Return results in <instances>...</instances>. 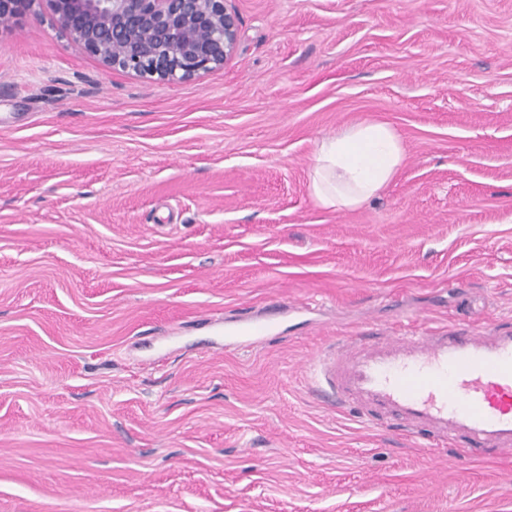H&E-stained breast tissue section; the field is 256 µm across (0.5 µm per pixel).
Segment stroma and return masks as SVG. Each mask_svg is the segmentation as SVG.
<instances>
[{"label": "stroma", "mask_w": 512, "mask_h": 512, "mask_svg": "<svg viewBox=\"0 0 512 512\" xmlns=\"http://www.w3.org/2000/svg\"><path fill=\"white\" fill-rule=\"evenodd\" d=\"M227 6L233 54L182 83L0 27V512H512V453L363 423L305 373L512 323V0ZM364 119L404 164L321 207L315 143ZM272 330V324L267 320L246 318L241 324L227 331L226 336H224V345L234 349L247 348L250 346L252 338L270 336Z\"/></svg>", "instance_id": "1"}]
</instances>
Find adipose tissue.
Returning a JSON list of instances; mask_svg holds the SVG:
<instances>
[{
  "mask_svg": "<svg viewBox=\"0 0 512 512\" xmlns=\"http://www.w3.org/2000/svg\"><path fill=\"white\" fill-rule=\"evenodd\" d=\"M405 156L404 143L391 125L361 120L318 141L310 193L325 208L361 207L379 197Z\"/></svg>",
  "mask_w": 512,
  "mask_h": 512,
  "instance_id": "adipose-tissue-1",
  "label": "adipose tissue"
}]
</instances>
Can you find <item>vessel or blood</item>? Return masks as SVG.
<instances>
[{"mask_svg":"<svg viewBox=\"0 0 512 512\" xmlns=\"http://www.w3.org/2000/svg\"><path fill=\"white\" fill-rule=\"evenodd\" d=\"M272 325L245 319L228 330L229 347L246 348ZM312 393L336 409L357 407L364 423L397 416L407 433L459 447L512 451V328L479 336L442 327L426 336L366 337L330 345L312 364Z\"/></svg>","mask_w":512,"mask_h":512,"instance_id":"b4317fda","label":"vessel or blood"}]
</instances>
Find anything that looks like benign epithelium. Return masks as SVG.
I'll return each mask as SVG.
<instances>
[{
  "instance_id": "obj_1",
  "label": "benign epithelium",
  "mask_w": 512,
  "mask_h": 512,
  "mask_svg": "<svg viewBox=\"0 0 512 512\" xmlns=\"http://www.w3.org/2000/svg\"><path fill=\"white\" fill-rule=\"evenodd\" d=\"M227 0H0V25L45 4L53 23L106 69L184 82L224 65L238 40Z\"/></svg>"
}]
</instances>
